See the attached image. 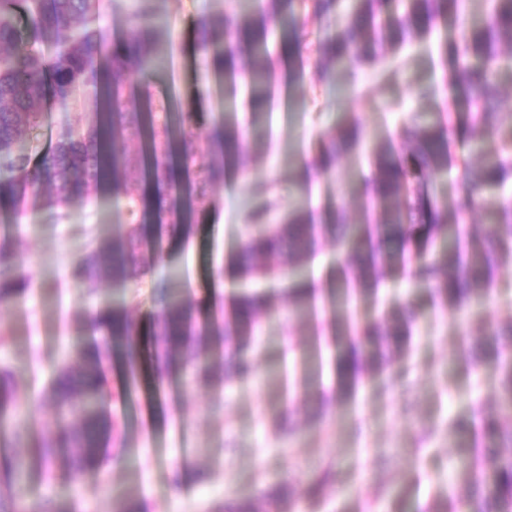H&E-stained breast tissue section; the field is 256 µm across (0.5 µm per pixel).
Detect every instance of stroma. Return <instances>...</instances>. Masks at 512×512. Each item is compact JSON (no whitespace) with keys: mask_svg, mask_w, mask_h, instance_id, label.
Instances as JSON below:
<instances>
[{"mask_svg":"<svg viewBox=\"0 0 512 512\" xmlns=\"http://www.w3.org/2000/svg\"><path fill=\"white\" fill-rule=\"evenodd\" d=\"M152 4L159 18L179 23L180 31L169 39L167 72L138 90L140 103H169L175 126L194 116L200 132L196 163L209 160L211 134L227 121L242 125L248 147L214 188L212 206L194 217L190 240L170 243L165 265L134 290L107 279L87 298L73 286L74 256L111 239L124 220L110 195L20 215L0 200V242L16 252L29 281L21 301L0 304V365L15 371L18 411L27 428L5 456L36 458L39 432L55 415L52 405L42 403L43 392L62 359L99 337L93 312L126 304L139 328L144 369L137 396L121 401L124 369L108 364L115 395L108 412L122 426L119 441L106 443L96 467L76 481L61 460L47 471L34 468L27 500L50 499L72 512H217L227 500H256L284 482L301 489L323 473L328 479L320 499L300 500L293 512H437L464 498L468 479L456 472V461L472 435L468 423L479 413L495 415L499 379L494 353L471 366L463 339L483 336L492 323H512V293L442 313L427 288L413 287L404 277L388 280L394 298L412 302L418 313L410 356L391 365L398 381L390 385L385 375L366 372L356 394L334 395L324 407L284 395L286 362L310 379L320 374L314 325L294 320L284 308L272 317L258 314V348L246 376L225 377L220 346L208 355V377L182 374L158 389L150 372L163 291L187 295L206 313L221 312L240 294L274 291V284L240 277L235 268L248 214L262 212L269 224L287 219L289 201L305 181L300 159L320 152L330 127L353 116L374 139L393 131L401 110L466 112L463 98L448 95L440 82L435 41H415L387 54L359 72L357 92L339 95L319 76L326 24L306 20L310 37L301 57L273 45L279 94L269 109L244 93H230L224 73L207 63L196 44V20L232 11L237 0ZM102 110L99 87L77 88L64 111L46 102L41 127L21 149L40 160L71 125L92 123ZM370 174L366 157L343 156L335 173L315 184L314 206L324 210L340 201L357 218L360 201L349 187ZM437 189L450 205L466 208L475 234L489 232L492 216L467 209L458 169H449Z\"/></svg>","mask_w":512,"mask_h":512,"instance_id":"1","label":"stroma"}]
</instances>
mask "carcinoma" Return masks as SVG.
<instances>
[{"label":"carcinoma","mask_w":512,"mask_h":512,"mask_svg":"<svg viewBox=\"0 0 512 512\" xmlns=\"http://www.w3.org/2000/svg\"><path fill=\"white\" fill-rule=\"evenodd\" d=\"M102 0H0V196L14 208L46 207L83 200L89 193L108 190L123 203L127 223L113 237L75 258L74 288L94 294L99 281L115 285L136 282L163 265V239L186 237L192 225L188 217L211 205L209 187L224 179V164L231 153L246 143L239 128L224 124L213 138L212 160L190 167L197 152L198 132L193 116H187L174 134L165 118L138 110L129 92L132 77L151 76L159 63L158 26L151 9L140 5L132 14L126 37L108 41L104 30L90 25ZM312 14L332 31L321 45V78L331 86L339 79L373 66L378 58L408 41L438 36L443 81L460 92L473 108L469 121L475 134L456 153L450 137L454 114L413 112L394 133H387L369 150L374 178L354 189L364 198L367 223L355 224L341 204L322 223H317L308 203L310 185L301 188L285 224L250 225L240 254V273L248 278L281 277L292 285L291 300L298 317L335 313L329 295L298 292L307 275L310 256L324 240L336 243V267L342 274L344 306H359L366 297L378 296L377 284L391 268L414 266L427 274L435 308L462 310L487 297L496 272L512 265V204L481 195L489 181L501 185L512 179V113L499 111L503 98L500 76L512 72V0H488L479 17L465 11L464 0H356L342 12L338 0H248L238 10L222 16H203L195 23L198 46L218 70L225 71L230 91L240 76L249 78L250 94L269 95L272 59L267 49L271 33L289 36L296 51L304 48L299 15ZM26 18L24 27L15 17ZM459 31L448 33V17ZM53 38L57 49L47 58L38 46ZM108 84L106 112L96 122L71 129L49 153L33 164L15 144L30 138L42 122V104L52 96L66 108L79 85ZM500 144L489 149V138ZM146 139L140 152L128 149L135 139ZM366 138L356 117L324 134L320 153L306 163L314 177H327L338 159L357 150ZM484 158L475 169L470 157ZM462 169L469 185L468 206L494 211L493 230L477 236L461 225L459 214L448 218V197L422 195L420 186L443 178L448 164ZM151 181L165 206V223L159 235L147 240L144 182ZM53 184V198L41 195V187ZM429 224L431 249L426 256L404 250L414 234V216ZM0 271L12 275L0 283V303L19 298L27 277L15 261L13 250L0 246ZM266 297H237L224 317L201 313L188 299L170 297L157 317L156 369L165 377L193 370L202 374L200 359L213 342L224 344L228 374L246 372L255 341L254 311L271 309ZM104 327L101 341L75 353L56 369L44 397L59 410L56 424L40 436L39 462L50 467L65 460L76 481L93 465L103 440L116 432V423L105 413L110 397L104 364L113 355L128 357V373L136 380L135 353L130 350L133 325L121 307L92 316ZM416 314L412 307L392 303L380 318L345 323L335 317L316 336V344L332 348L330 364L341 390L358 388L359 373L410 353ZM512 333V325L489 327L482 349L492 347L499 336ZM500 381L498 413L473 423L474 455L460 462L470 476L466 498L469 512H512V351L503 350L496 362ZM13 370L0 368V447L8 448L9 436L22 428L12 423L15 391ZM489 449L490 464L481 467V450ZM30 463L10 458L0 472V512H18L16 501L26 494ZM293 499L284 487L263 495L266 512H281Z\"/></svg>","instance_id":"carcinoma-1"}]
</instances>
